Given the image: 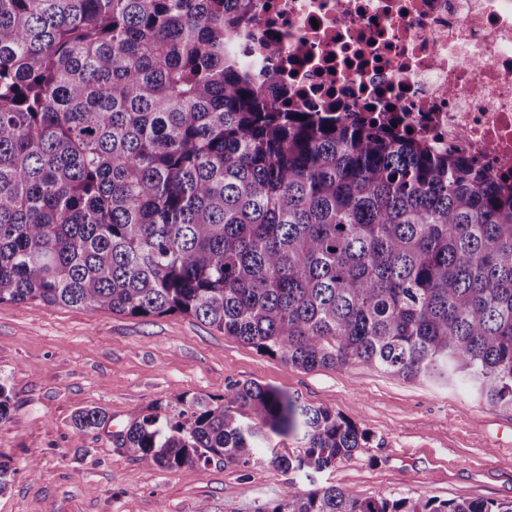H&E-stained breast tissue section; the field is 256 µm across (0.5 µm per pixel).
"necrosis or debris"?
Masks as SVG:
<instances>
[{
    "instance_id": "4bbe7bcc",
    "label": "necrosis or debris",
    "mask_w": 512,
    "mask_h": 512,
    "mask_svg": "<svg viewBox=\"0 0 512 512\" xmlns=\"http://www.w3.org/2000/svg\"><path fill=\"white\" fill-rule=\"evenodd\" d=\"M230 50L293 107L372 118L512 176V0H259Z\"/></svg>"
}]
</instances>
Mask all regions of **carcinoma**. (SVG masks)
I'll return each mask as SVG.
<instances>
[{"mask_svg":"<svg viewBox=\"0 0 512 512\" xmlns=\"http://www.w3.org/2000/svg\"><path fill=\"white\" fill-rule=\"evenodd\" d=\"M258 0H0V303L193 316L313 371L363 365L512 410V186L374 120L288 110L224 56ZM304 119H299V116ZM150 467L321 472L370 434L258 382L177 397ZM86 409L74 435L106 423ZM262 512H512L286 485Z\"/></svg>","mask_w":512,"mask_h":512,"instance_id":"1","label":"carcinoma"}]
</instances>
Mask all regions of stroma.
I'll list each match as a JSON object with an SVG mask.
<instances>
[{"label": "stroma", "mask_w": 512, "mask_h": 512, "mask_svg": "<svg viewBox=\"0 0 512 512\" xmlns=\"http://www.w3.org/2000/svg\"><path fill=\"white\" fill-rule=\"evenodd\" d=\"M0 381L11 412L0 461L15 471L0 512H261L286 483L336 485L363 496L512 500V411L469 391L406 381L361 365L304 371L262 355L194 317L137 318L34 302L0 304ZM256 381L355 421L367 448L312 475L212 462L174 471L117 448L112 425L178 395L219 400ZM109 423L75 436L79 411Z\"/></svg>", "instance_id": "stroma-1"}]
</instances>
